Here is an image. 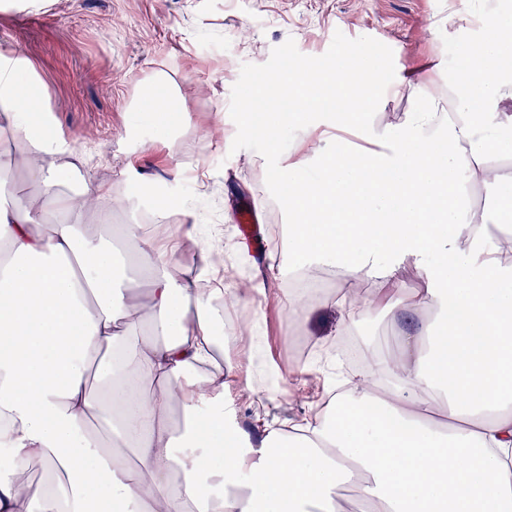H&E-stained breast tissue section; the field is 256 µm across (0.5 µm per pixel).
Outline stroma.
Masks as SVG:
<instances>
[{
  "instance_id": "stroma-1",
  "label": "stroma",
  "mask_w": 512,
  "mask_h": 512,
  "mask_svg": "<svg viewBox=\"0 0 512 512\" xmlns=\"http://www.w3.org/2000/svg\"><path fill=\"white\" fill-rule=\"evenodd\" d=\"M466 6L512 12V0H44L36 9L0 10V52L27 61L45 89L53 134L70 151L66 188L92 174L118 202L113 223L169 225L187 276L198 272L200 243L184 232L183 214L166 209L170 197L196 194V222L225 261L243 245L253 256L231 276L255 286L223 319L251 323L259 351H238L228 340L219 357L230 381L224 400L245 430L259 417L303 424L322 416L336 376L318 359L344 330L340 301L351 282L374 296H404L423 278L409 270L394 284L350 273L334 293L307 300L301 317H290L295 277L280 272L288 239L272 232L287 227L289 217L274 170L281 163L316 166L334 144H309L299 129L288 150L275 152L243 134L238 102L257 64L280 73L303 59L342 64L350 49L375 44L373 63L400 87L362 121L379 130L399 127L413 104L402 79L447 92L449 44L438 30ZM159 77L165 85L157 99H174L178 108L171 130L139 114ZM246 201L259 215L258 243L246 240L236 222Z\"/></svg>"
}]
</instances>
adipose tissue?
I'll return each mask as SVG.
<instances>
[{
  "instance_id": "ef3b65f1",
  "label": "adipose tissue",
  "mask_w": 512,
  "mask_h": 512,
  "mask_svg": "<svg viewBox=\"0 0 512 512\" xmlns=\"http://www.w3.org/2000/svg\"><path fill=\"white\" fill-rule=\"evenodd\" d=\"M470 17L448 18L465 64L447 97L412 85L397 128L360 120L389 90L361 49L344 68L303 60L256 77L255 96L287 98L309 139L331 113L382 145L363 154L341 141L313 170H276L289 269H415L413 300L386 308L433 313L395 350L372 351L318 422L241 428L214 356L223 289L186 277L154 225L84 213L79 198L106 195L90 176L72 194L63 165L31 167L36 196L0 202V446L15 459L0 512H338L345 483L358 512H512V265L490 244L491 225L512 221V178L487 166L512 142V17ZM0 107L27 149L64 153L25 60L3 53ZM473 178L489 189L480 213L461 192Z\"/></svg>"
}]
</instances>
